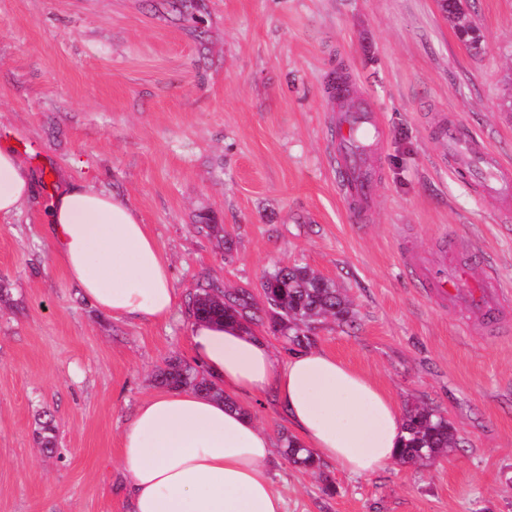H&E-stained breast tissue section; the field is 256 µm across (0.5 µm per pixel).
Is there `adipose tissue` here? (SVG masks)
I'll use <instances>...</instances> for the list:
<instances>
[{"mask_svg":"<svg viewBox=\"0 0 512 512\" xmlns=\"http://www.w3.org/2000/svg\"><path fill=\"white\" fill-rule=\"evenodd\" d=\"M34 191L22 157L0 144V215ZM55 257L81 296L115 319L155 322L177 306L171 266L122 197L83 185L46 208ZM196 363L225 395L273 397L302 444L352 475H370L402 446L397 402L335 355L306 349L280 358L249 325L195 321ZM272 436L252 417L190 389L142 402L121 435L130 512H286L273 486Z\"/></svg>","mask_w":512,"mask_h":512,"instance_id":"1","label":"adipose tissue"}]
</instances>
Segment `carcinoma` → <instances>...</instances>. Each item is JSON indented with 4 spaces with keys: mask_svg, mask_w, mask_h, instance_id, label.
I'll return each instance as SVG.
<instances>
[{
    "mask_svg": "<svg viewBox=\"0 0 512 512\" xmlns=\"http://www.w3.org/2000/svg\"><path fill=\"white\" fill-rule=\"evenodd\" d=\"M443 10L455 21L458 37L471 49H481L483 35L471 23L463 0H446ZM266 279L279 288L275 295L264 297L268 321L294 347L302 349L313 344V325L323 319L333 318L339 325L354 322L352 303L336 283L306 265L275 267L266 273ZM252 308L250 297L240 293H226L214 284L197 288L188 304L190 316L201 321L222 322L237 318L251 321ZM155 381L161 386L190 388L222 398L226 405L234 406L204 373L186 363L174 360L168 362L158 371ZM404 421L407 438L404 448L397 455V461L401 464L431 462L458 447L456 430L437 408L410 406L405 410ZM283 454L288 460L310 470L320 469L314 452L293 437L283 438Z\"/></svg>",
    "mask_w": 512,
    "mask_h": 512,
    "instance_id": "carcinoma-1",
    "label": "carcinoma"
}]
</instances>
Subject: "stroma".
<instances>
[{
  "instance_id": "35a3bbf8",
  "label": "stroma",
  "mask_w": 512,
  "mask_h": 512,
  "mask_svg": "<svg viewBox=\"0 0 512 512\" xmlns=\"http://www.w3.org/2000/svg\"><path fill=\"white\" fill-rule=\"evenodd\" d=\"M467 8L478 54L436 0H0V141L36 175L0 217V512H129L122 431L159 368L193 361L189 295L210 282L260 308L264 272L296 262L355 311L317 324L314 348L400 407L441 409L465 445L366 476L274 454L287 512H512V307L497 334L404 273L407 252L446 250L512 291V221L453 174L440 135L460 122L512 161V0ZM339 69L387 132L359 218L330 148ZM65 183L135 208L171 262L174 316L115 320L80 296L42 222Z\"/></svg>"
}]
</instances>
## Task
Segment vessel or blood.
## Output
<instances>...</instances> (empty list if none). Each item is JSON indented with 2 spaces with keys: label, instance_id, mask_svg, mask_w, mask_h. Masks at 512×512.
<instances>
[{
  "label": "vessel or blood",
  "instance_id": "obj_1",
  "mask_svg": "<svg viewBox=\"0 0 512 512\" xmlns=\"http://www.w3.org/2000/svg\"><path fill=\"white\" fill-rule=\"evenodd\" d=\"M445 137L458 173L489 201L511 205L512 167L498 161L482 140L462 131L458 123H449ZM385 138L379 114L364 98L354 97L331 146L340 173L337 189L352 211L364 210L372 199L375 178L368 160L379 152ZM406 262L420 284L432 289L439 301L468 315L485 320L502 307L505 290L498 281L474 276L467 262L442 256L431 264L414 254L408 255Z\"/></svg>",
  "mask_w": 512,
  "mask_h": 512
}]
</instances>
